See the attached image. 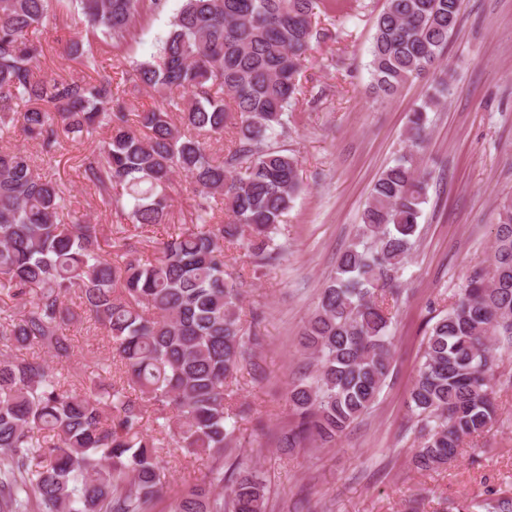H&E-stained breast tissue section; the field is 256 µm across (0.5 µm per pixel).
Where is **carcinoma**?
Here are the masks:
<instances>
[{"label":"carcinoma","mask_w":512,"mask_h":512,"mask_svg":"<svg viewBox=\"0 0 512 512\" xmlns=\"http://www.w3.org/2000/svg\"><path fill=\"white\" fill-rule=\"evenodd\" d=\"M166 0H0V138L18 128L51 160L65 140L92 141L80 158L85 182L115 212L110 239L68 212L69 188L0 144V512H150L170 445L207 459L198 482L171 512H263L259 473L224 475L235 438L225 382L250 359L241 289L224 271L239 246L259 269L275 260V238L301 189L299 161L274 145L302 93L316 0H183L159 54L112 72L98 47L128 43L137 21ZM60 11L86 37L60 29L63 54L89 72L36 77L43 55L32 38ZM460 0H386L369 63L376 97L435 71L459 24ZM148 88L156 102L127 112L116 83ZM448 92L408 113L403 152L374 182L356 239L340 255L300 344L316 374L290 390L299 424L282 438L291 452L312 439L332 446L375 402L391 365V305L419 235L427 173L418 155L428 112ZM229 143H224L226 133ZM224 144V154L214 145ZM183 174L196 198L172 222ZM165 229L157 256L138 244ZM80 295L82 313L65 298ZM87 315L106 332L112 361L77 387L66 364L67 327ZM512 347V203L497 213L490 264L472 270L427 332L409 392L420 423L412 463L433 470L456 459L463 441L496 417L493 367ZM50 355L23 357L22 350ZM162 412L145 426L148 408ZM484 512H512L488 497Z\"/></svg>","instance_id":"1"}]
</instances>
